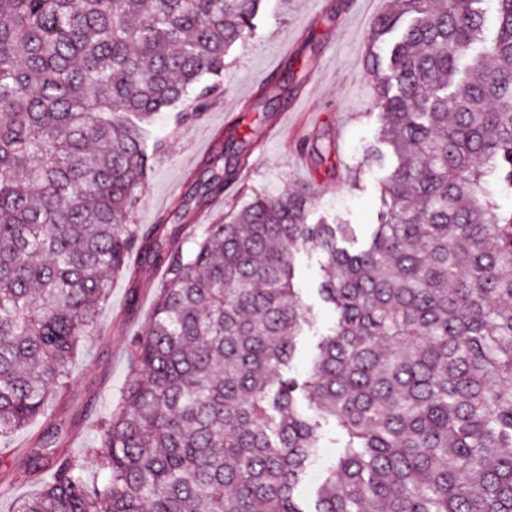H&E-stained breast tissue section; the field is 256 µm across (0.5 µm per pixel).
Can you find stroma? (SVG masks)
Wrapping results in <instances>:
<instances>
[{
    "mask_svg": "<svg viewBox=\"0 0 512 512\" xmlns=\"http://www.w3.org/2000/svg\"><path fill=\"white\" fill-rule=\"evenodd\" d=\"M386 6V0H263L246 44L225 58L223 94L197 118L185 121L179 113L163 112L151 123L150 137L162 149L139 189L133 223H157L179 201L196 208V185L208 177L206 157L218 150L225 128L245 111L249 118L240 131L250 145L249 161L240 173L239 190L225 192L221 210L306 186L314 198L312 218L350 225L358 240H365L380 220L381 182L387 174L367 157L368 149L380 144L382 121L366 73L373 22ZM312 132L334 139L333 165L297 152V140ZM323 262L320 253L307 247L295 255V283L310 317L293 361L300 375L310 370L319 336L336 319L318 294ZM140 277L148 289L134 306L126 279L113 280L94 338L72 362V385L52 419L69 430L73 453H81L95 435L98 417L111 412L126 380L131 341L142 330L161 283L148 266L141 267ZM42 427V421L32 422L16 434L14 447L0 452V512H9L14 498L37 489L28 474L24 443ZM322 433L316 462L300 489L309 508L315 505L321 473L337 452L335 425L324 424Z\"/></svg>",
    "mask_w": 512,
    "mask_h": 512,
    "instance_id": "1",
    "label": "stroma"
}]
</instances>
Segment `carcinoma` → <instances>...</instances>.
I'll return each instance as SVG.
<instances>
[{"label":"carcinoma","instance_id":"cac0c4a2","mask_svg":"<svg viewBox=\"0 0 512 512\" xmlns=\"http://www.w3.org/2000/svg\"><path fill=\"white\" fill-rule=\"evenodd\" d=\"M260 6L0 0L1 448L50 419L112 277L138 291L130 257L164 274L112 412L79 455L53 424L27 441L38 490L12 512H512V0H393L376 17L377 40L407 25L388 59L368 55L396 166L363 247L309 222L301 189L217 215L186 253L181 206L178 224L131 223L146 124L223 92ZM227 140L209 201L248 162ZM296 149L331 162L319 137ZM303 246L324 256L336 321L299 376ZM328 419L342 446L309 511L298 489Z\"/></svg>","mask_w":512,"mask_h":512}]
</instances>
